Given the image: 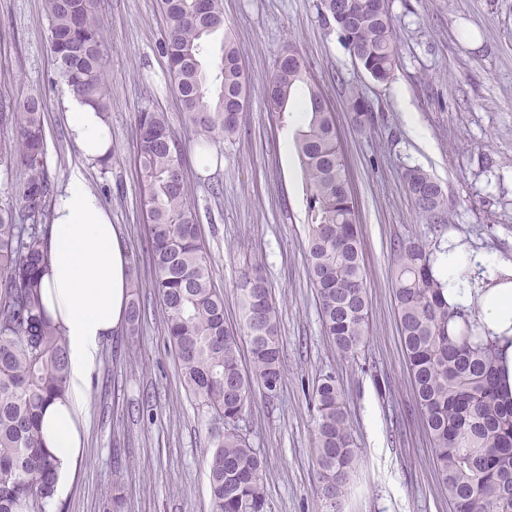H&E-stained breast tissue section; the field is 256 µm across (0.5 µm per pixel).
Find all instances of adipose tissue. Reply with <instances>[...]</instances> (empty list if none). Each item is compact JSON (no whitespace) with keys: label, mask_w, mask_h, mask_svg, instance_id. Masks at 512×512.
Here are the masks:
<instances>
[{"label":"adipose tissue","mask_w":512,"mask_h":512,"mask_svg":"<svg viewBox=\"0 0 512 512\" xmlns=\"http://www.w3.org/2000/svg\"><path fill=\"white\" fill-rule=\"evenodd\" d=\"M62 105L82 156L92 161L106 157L105 116L70 91ZM463 258L471 266L486 268L500 282L476 298L449 280V303L478 305L491 331L512 337V262L452 249L444 263L451 267ZM129 278V253L118 226L81 172L73 171L53 210L49 258L42 273L44 307L67 341L66 398L48 404L41 418L43 444L56 461V492L67 489L82 459L83 402L104 341L126 325Z\"/></svg>","instance_id":"1"}]
</instances>
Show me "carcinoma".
I'll return each mask as SVG.
<instances>
[{
    "instance_id": "1",
    "label": "carcinoma",
    "mask_w": 512,
    "mask_h": 512,
    "mask_svg": "<svg viewBox=\"0 0 512 512\" xmlns=\"http://www.w3.org/2000/svg\"><path fill=\"white\" fill-rule=\"evenodd\" d=\"M166 17L162 48L185 125L203 151L234 137L247 111V80L231 38L224 34L223 0H160ZM373 80L388 81L397 41L388 0H320ZM52 81L66 85L102 113L110 92L104 22L95 0H44ZM271 107L301 112L295 137L305 183L307 270L317 289L325 333L353 359L368 333L366 276L358 218L330 104L300 57L279 56L264 87ZM354 121L370 128L378 115L350 89ZM44 101L36 94L0 107V134L9 156L21 162L14 185L19 206L0 209V512H50L55 460L40 432L45 406L66 395V339L42 303L41 268L48 260L54 187L48 175ZM144 233L151 247L152 288L165 306L168 340L184 382L198 404L224 421L214 435L209 490L216 512H267L263 458L240 433L236 418L260 392L272 400L283 380L276 307L271 286L247 275L240 284L239 331L224 323V298L215 288L211 260L182 172L180 144L162 112L136 118ZM414 210L425 224L450 223L448 197L420 169L404 175ZM392 282L401 342L435 467L453 512H512V393L504 386V346L483 324L478 304L448 303L436 271L448 248L423 241L394 244ZM485 269L457 268L470 287ZM139 280L129 281L128 327L138 332ZM251 365L239 357L240 337ZM316 465L331 509L358 465L347 410L336 377L320 375L311 392Z\"/></svg>"
}]
</instances>
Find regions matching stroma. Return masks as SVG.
<instances>
[{"label": "stroma", "instance_id": "stroma-1", "mask_svg": "<svg viewBox=\"0 0 512 512\" xmlns=\"http://www.w3.org/2000/svg\"><path fill=\"white\" fill-rule=\"evenodd\" d=\"M319 0H224V26L249 80L236 136L199 166L161 49L158 0H98L110 49L106 79L111 158L84 161L63 117L62 86L42 0H0V99L42 94L49 175L62 192L72 169L110 211L142 283L137 335L104 343L84 403L85 454L57 512H215L207 460L220 426L198 407L166 338L164 310L142 228L138 112L164 113L184 153L183 175L199 215L224 320H241L239 285L260 270L277 308L284 378L274 400L256 396L239 429L266 462L269 512H326L315 463L312 386L333 373L359 464L337 512H450L403 352L391 270L395 241L454 243L512 260V0H389L398 62L374 82L355 64ZM294 46L330 100L362 230L369 334L356 361L325 335L307 272L303 174L294 114L263 95L275 60ZM357 87L378 123L353 121ZM437 179L451 224L421 223L403 174Z\"/></svg>", "mask_w": 512, "mask_h": 512}]
</instances>
